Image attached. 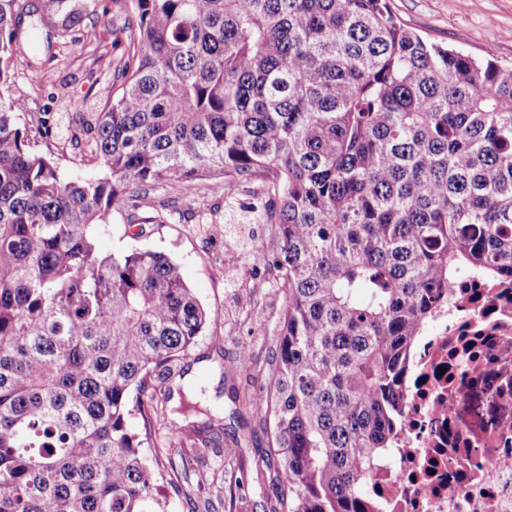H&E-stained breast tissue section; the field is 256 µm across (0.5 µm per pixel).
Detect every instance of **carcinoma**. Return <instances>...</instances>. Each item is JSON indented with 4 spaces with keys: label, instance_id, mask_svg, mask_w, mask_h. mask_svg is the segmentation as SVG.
I'll return each instance as SVG.
<instances>
[{
    "label": "carcinoma",
    "instance_id": "carcinoma-1",
    "mask_svg": "<svg viewBox=\"0 0 512 512\" xmlns=\"http://www.w3.org/2000/svg\"><path fill=\"white\" fill-rule=\"evenodd\" d=\"M121 92L80 122L67 178L6 94L18 0H0V512H150L147 376L207 313L178 263L103 256L95 228L167 223L154 186L253 181L286 297L266 396L270 512H377L398 376L462 271L512 276V66L429 42L389 0H131ZM87 0H40L69 27ZM138 414L144 434L129 421Z\"/></svg>",
    "mask_w": 512,
    "mask_h": 512
}]
</instances>
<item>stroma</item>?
<instances>
[{"instance_id":"35a3bbf8","label":"stroma","mask_w":512,"mask_h":512,"mask_svg":"<svg viewBox=\"0 0 512 512\" xmlns=\"http://www.w3.org/2000/svg\"><path fill=\"white\" fill-rule=\"evenodd\" d=\"M390 7L429 41L475 58L490 52L499 64L512 66V0H390ZM130 11V0H96L81 26L100 28L97 46L82 43L81 27H75L38 31L17 49L8 92L24 102L27 128H34L38 113L53 111L59 94L70 97L76 112L107 106L124 52L123 46L114 44L113 33L123 28ZM199 197L212 207L213 220L226 224L222 177L190 185L161 182L147 202L166 207L167 224L136 239L125 214L115 211L99 225L96 244L104 255L135 246L166 254L181 265L187 285L208 313L197 346L174 363L172 376L157 373L152 380L160 397L145 453L164 465L158 495L162 512H269L278 466L263 462L269 426L251 413L248 404L265 393L284 297L260 269L251 273L250 296H239L227 286L223 238L205 240L196 222L182 217L189 202ZM191 373L196 374L194 388L209 409L208 415L194 417V424L212 419L223 428L226 445H236L234 455L216 448L198 459L188 450L189 439L170 436V422Z\"/></svg>"}]
</instances>
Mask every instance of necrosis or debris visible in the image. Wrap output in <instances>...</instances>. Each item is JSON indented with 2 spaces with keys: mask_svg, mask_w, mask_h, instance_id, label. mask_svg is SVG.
I'll use <instances>...</instances> for the list:
<instances>
[{
  "mask_svg": "<svg viewBox=\"0 0 512 512\" xmlns=\"http://www.w3.org/2000/svg\"><path fill=\"white\" fill-rule=\"evenodd\" d=\"M429 325L369 495L383 512H512V280L462 274Z\"/></svg>",
  "mask_w": 512,
  "mask_h": 512,
  "instance_id": "4bbe7bcc",
  "label": "necrosis or debris"
}]
</instances>
